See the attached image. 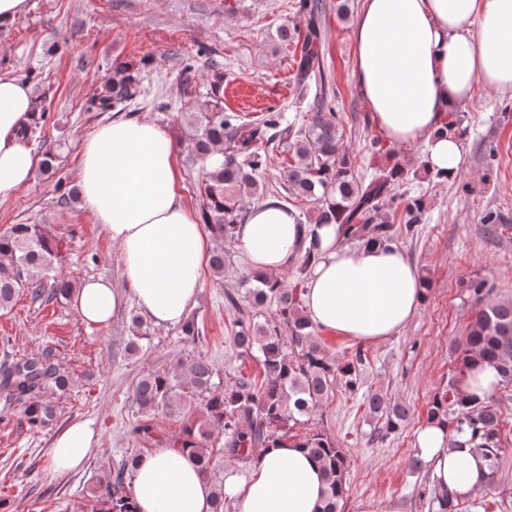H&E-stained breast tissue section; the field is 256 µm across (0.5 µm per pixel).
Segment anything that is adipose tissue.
<instances>
[{"instance_id":"obj_1","label":"adipose tissue","mask_w":512,"mask_h":512,"mask_svg":"<svg viewBox=\"0 0 512 512\" xmlns=\"http://www.w3.org/2000/svg\"><path fill=\"white\" fill-rule=\"evenodd\" d=\"M357 91L377 130L391 145L424 144L432 171L454 178L462 140L443 126L476 86L512 91V0H363L351 31ZM37 94L27 82L0 76V199L32 179L38 159L22 129L34 117ZM78 183L85 209L122 257V280L87 281L72 293L82 322L104 328L128 300L153 325L185 319L202 288L211 244L183 204L167 133L153 122L123 117L96 128L79 149ZM237 247L246 264L284 270L302 251L316 260L305 284L313 325L360 342L396 335L424 299L418 269L398 247L345 244L338 225L309 230L275 201L251 207ZM94 434L83 421L58 432L49 450L57 473L83 468ZM445 428L432 422L417 434L436 490L481 493L485 458L470 448L448 450ZM236 512H315L325 486L319 464L301 448L267 449L246 481L222 478ZM132 494L138 512H212L214 487L187 451L162 444L143 456Z\"/></svg>"}]
</instances>
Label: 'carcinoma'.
Instances as JSON below:
<instances>
[{
	"label": "carcinoma",
	"instance_id": "carcinoma-1",
	"mask_svg": "<svg viewBox=\"0 0 512 512\" xmlns=\"http://www.w3.org/2000/svg\"><path fill=\"white\" fill-rule=\"evenodd\" d=\"M298 11L306 17L305 31L281 25L276 38L295 46L294 85L301 97H311L308 120L295 127L281 125V114L268 112L248 124L233 112L224 111L219 94L224 76L214 74L210 85L212 104L205 112L187 113L191 161L200 170L201 218L217 243L209 259L214 277H224L228 256L224 243H234L238 225L248 213L247 198L256 195L258 178L267 170L278 143L286 141L292 161L279 171L281 198L300 197L313 206L315 217H305L310 229L321 224L341 225L348 241L393 242V225L386 209L399 198L397 190L410 178L399 161L378 167L370 179L355 174V158L343 145L335 96L321 52L326 12L322 0H299ZM139 68L129 62L113 64L112 78L90 102L97 112H121L140 94ZM220 152L224 161L211 164ZM425 202L414 198L404 213L406 233L415 231L423 220ZM61 241L41 224H13L0 234V312L12 309L25 295L31 302L44 298L66 299L73 289L71 280L58 273ZM314 258L308 250L297 262L293 285L279 275L260 270L247 274L238 296L227 301L236 309L273 308L270 316L258 321L240 317L232 336L233 347L241 354L258 358L264 379L239 374L224 382L213 363L202 356L178 362L167 372L151 371L138 380L133 402L139 411L151 415L159 410L181 417L195 405L203 408L202 419L187 422L179 434L164 440L177 448H190L203 477L211 478L224 458L257 462L268 448L292 442L319 460L325 472L326 489L318 512H340L346 492L348 461L344 451L327 432L311 429L301 437L291 429L319 409L338 387L355 393L360 386V366L366 361L358 348L346 360L329 358L315 334L301 295L304 273ZM468 291L480 305L459 346L461 368L477 358L495 368L499 386L512 385V302L485 303V284L473 281ZM128 352H136L149 338L141 319H132ZM180 334L195 342L205 335V326L193 316L180 326ZM72 383L45 357H26L0 370V395L24 406L31 427H44L55 411L46 402L31 401L47 387L67 390ZM373 414L386 416V430H397L405 412L390 406L380 393L366 397ZM441 419L448 428V451L474 448L488 461L487 482H492L502 454L501 414L498 398L470 405L461 393L460 379L434 396L428 419ZM224 440L211 446L214 433ZM142 455L133 453L117 465L114 473L101 477L91 489L93 512H135L130 480ZM436 512H459L460 496L453 491L434 497Z\"/></svg>",
	"mask_w": 512,
	"mask_h": 512
}]
</instances>
